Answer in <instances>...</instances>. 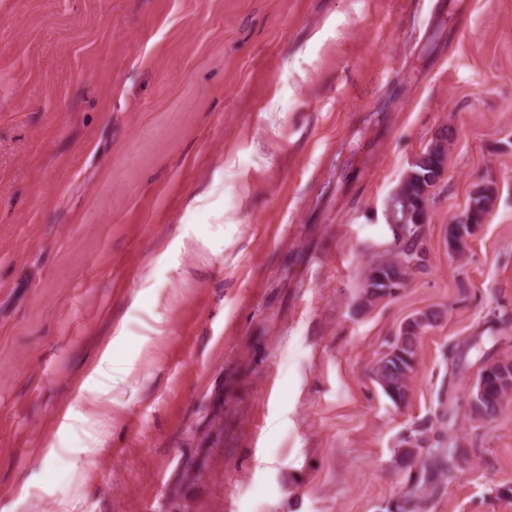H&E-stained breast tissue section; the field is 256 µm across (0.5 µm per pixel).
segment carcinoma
I'll return each mask as SVG.
<instances>
[{
  "label": "carcinoma",
  "mask_w": 512,
  "mask_h": 512,
  "mask_svg": "<svg viewBox=\"0 0 512 512\" xmlns=\"http://www.w3.org/2000/svg\"><path fill=\"white\" fill-rule=\"evenodd\" d=\"M451 134L440 133L401 179L387 202V216L390 224L408 225V234L391 245L399 251L400 260L373 262L364 271L360 296L383 298L381 291L411 282L416 273L426 268V252L420 224L424 223L425 209L429 202L430 189L440 180L444 160L439 143L447 141ZM495 192L486 184L470 196L465 212L466 224L460 234L473 235L469 225H479L492 208ZM421 336L411 332H398L382 356L376 361L373 374L376 383L393 405L404 404L410 398L412 383L417 374V358ZM512 379V362L484 360L476 384L467 402L469 417L475 420L492 421L508 401L512 385L503 381ZM427 440H421L418 449L425 450L420 461L417 476H407V483L401 495L400 512H426L432 498L449 479L455 468L467 464L470 450L458 441H452L446 448H426Z\"/></svg>",
  "instance_id": "carcinoma-1"
}]
</instances>
